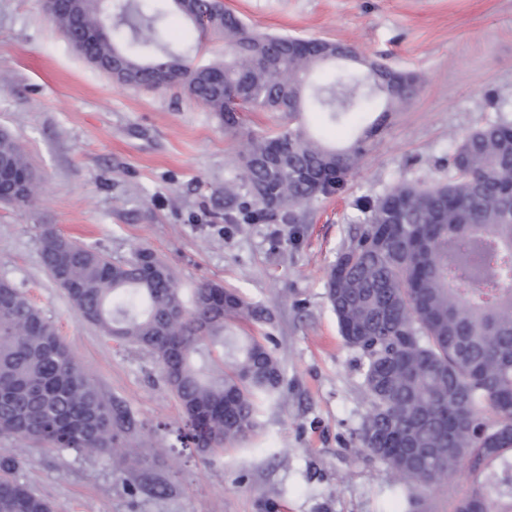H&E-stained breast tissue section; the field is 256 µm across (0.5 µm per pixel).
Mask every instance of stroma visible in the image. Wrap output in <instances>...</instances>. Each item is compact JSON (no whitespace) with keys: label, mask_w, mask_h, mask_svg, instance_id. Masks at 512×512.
<instances>
[{"label":"stroma","mask_w":512,"mask_h":512,"mask_svg":"<svg viewBox=\"0 0 512 512\" xmlns=\"http://www.w3.org/2000/svg\"><path fill=\"white\" fill-rule=\"evenodd\" d=\"M224 5L264 33L349 45L416 76L420 92L392 114L341 196L304 206L301 224H247L246 191L224 197L240 180L237 132L186 94L113 82L69 44L44 0H0V131L24 145L41 186L36 207L0 203V280L31 299L132 417L139 450L121 463L0 434V458L20 459L16 479L54 512H451L465 474L404 485L360 445V355L339 333L326 280L360 199L445 179L438 162L454 138L512 122V0ZM47 229L115 259L151 249L185 291L213 282L267 309L269 319L236 329L274 336L283 373L247 443L212 459L177 447L182 410L154 356L78 318L42 263Z\"/></svg>","instance_id":"obj_1"}]
</instances>
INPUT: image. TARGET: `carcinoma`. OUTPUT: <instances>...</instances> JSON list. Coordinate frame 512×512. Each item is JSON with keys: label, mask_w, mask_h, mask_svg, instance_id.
<instances>
[{"label": "carcinoma", "mask_w": 512, "mask_h": 512, "mask_svg": "<svg viewBox=\"0 0 512 512\" xmlns=\"http://www.w3.org/2000/svg\"><path fill=\"white\" fill-rule=\"evenodd\" d=\"M54 14L74 48L95 64L118 54L121 83L180 87L229 128L238 112H275L270 132L241 141V185L255 209L245 217L300 224L302 207L343 192L347 177L399 106L419 92L415 76L393 71L347 45L261 33L221 0H75ZM173 14L218 36L232 55L193 66L170 34ZM113 30L86 42V33ZM383 107L342 145L302 121L307 105L332 126ZM239 104L240 111L232 109ZM0 159L25 183L0 200L31 206L38 186L15 139L0 132ZM327 276V298L345 344L362 360L369 411L359 439L396 480L422 487L467 473L469 491L453 512H512V123L493 121L456 142L448 179L401 182L366 198ZM45 268L79 317L104 335L149 351L178 399L183 430L201 428L202 453L245 443L258 427L256 400L279 390L281 364L268 336L227 335L263 309L238 291L205 283L186 293L174 270L148 249L116 260L49 230ZM222 371L204 373L212 350ZM132 421L112 404L57 336L54 324L11 283L0 281V433L77 453L128 457ZM0 458V512H52L11 478Z\"/></svg>", "instance_id": "cac0c4a2"}]
</instances>
